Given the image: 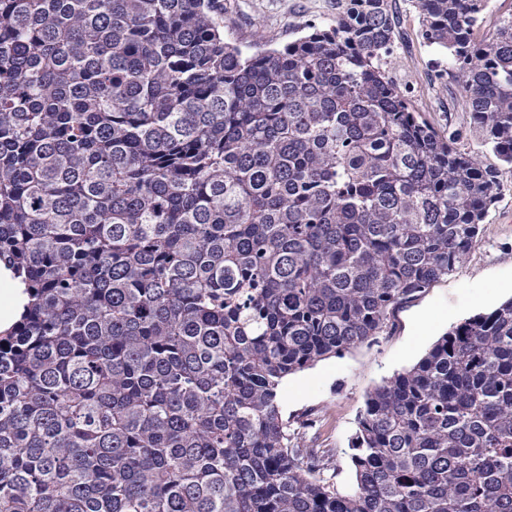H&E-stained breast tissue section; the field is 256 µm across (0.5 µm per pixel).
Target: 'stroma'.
Masks as SVG:
<instances>
[{"label":"stroma","mask_w":512,"mask_h":512,"mask_svg":"<svg viewBox=\"0 0 512 512\" xmlns=\"http://www.w3.org/2000/svg\"><path fill=\"white\" fill-rule=\"evenodd\" d=\"M390 9L397 21L390 78L438 128L467 129L461 86L444 77L447 54L421 38L412 0H390ZM336 17V0H224V38L247 52L271 49L302 36L309 23H330ZM460 147L499 170L498 200L477 244L448 277L393 311L388 334L289 375L280 385L285 416L293 421L306 414L320 418L319 430L309 432L306 443L331 449V471L340 488L355 483L349 442L367 392L412 367L453 325L512 298V166L477 139H462Z\"/></svg>","instance_id":"obj_1"}]
</instances>
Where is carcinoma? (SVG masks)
Segmentation results:
<instances>
[{
  "instance_id": "cac0c4a2",
  "label": "carcinoma",
  "mask_w": 512,
  "mask_h": 512,
  "mask_svg": "<svg viewBox=\"0 0 512 512\" xmlns=\"http://www.w3.org/2000/svg\"><path fill=\"white\" fill-rule=\"evenodd\" d=\"M414 0L512 165V14ZM278 48L222 0H0V512H512V299L370 390L356 487L288 375L389 329L477 242L498 171L387 74L388 0ZM487 6L483 13V20L480 25V34H491L499 19L512 12V0H487ZM30 302V292L22 277L0 261V334H7L15 327Z\"/></svg>"
}]
</instances>
